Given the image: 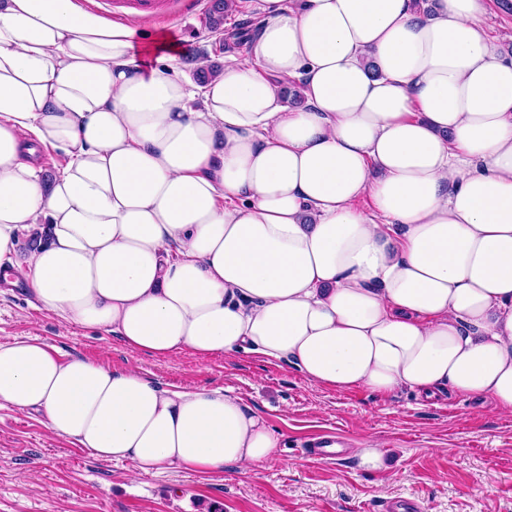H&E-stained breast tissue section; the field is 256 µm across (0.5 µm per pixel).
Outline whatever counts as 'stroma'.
I'll return each mask as SVG.
<instances>
[{"instance_id":"obj_1","label":"stroma","mask_w":512,"mask_h":512,"mask_svg":"<svg viewBox=\"0 0 512 512\" xmlns=\"http://www.w3.org/2000/svg\"><path fill=\"white\" fill-rule=\"evenodd\" d=\"M259 17L250 0L211 32L207 14L145 17L189 56L246 50ZM39 337L64 360L84 358L180 389L223 387L265 417L277 454L248 478L165 470L117 479L118 464L50 433L34 416L0 407V512H379L388 498L421 501L423 512H512V414L444 392L427 401L407 391L336 390L286 362L257 356L158 359L129 352L118 337L92 333L37 309L25 285L0 288V343ZM337 434L345 457L315 458L308 440ZM380 444L384 468L359 449Z\"/></svg>"}]
</instances>
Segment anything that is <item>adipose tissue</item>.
<instances>
[{
  "label": "adipose tissue",
  "mask_w": 512,
  "mask_h": 512,
  "mask_svg": "<svg viewBox=\"0 0 512 512\" xmlns=\"http://www.w3.org/2000/svg\"><path fill=\"white\" fill-rule=\"evenodd\" d=\"M257 2L197 85L166 32L0 0V283L137 354L511 414L512 33L488 0ZM7 405L129 476L247 477L279 446L230 391L36 337L0 343Z\"/></svg>",
  "instance_id": "adipose-tissue-1"
}]
</instances>
